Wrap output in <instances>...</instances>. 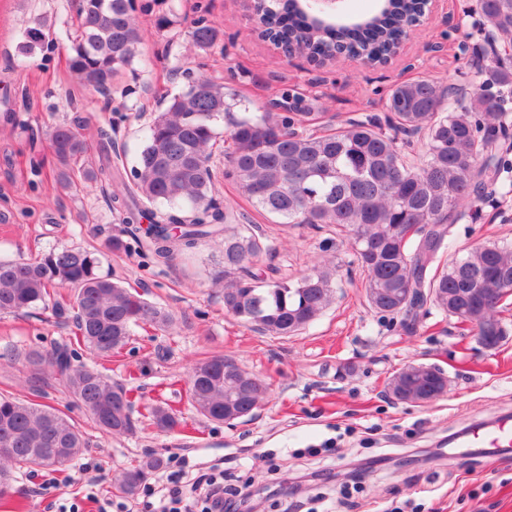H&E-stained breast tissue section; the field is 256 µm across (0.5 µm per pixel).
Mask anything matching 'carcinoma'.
Masks as SVG:
<instances>
[{
  "mask_svg": "<svg viewBox=\"0 0 512 512\" xmlns=\"http://www.w3.org/2000/svg\"><path fill=\"white\" fill-rule=\"evenodd\" d=\"M419 0H387L384 8L362 23H334L312 14L297 0H255L266 31L282 39L288 50L307 48L314 56L329 53L336 43L378 61L390 44L409 35L407 23ZM77 35L69 41V71L75 80L109 91L121 70L141 54L144 34L132 0H75ZM481 30L512 45V0H478ZM57 36L45 22L26 29L18 52L31 57ZM192 44L210 51L220 33L203 19L188 32ZM479 88L470 97L453 84L431 80L395 85L386 101L390 116L350 119L334 131L310 133L318 117L312 112H236L224 85L201 76L185 90L172 92L164 110L152 121L146 141L131 167L133 184L112 196L123 223L145 235L136 248L147 249L155 265L169 266L179 254L192 253L215 241L224 254V309L241 322L273 336H293L309 327L336 299L339 266L333 259L313 265L296 280H269L256 269L275 245L238 210L212 211L210 193L215 174L210 165L216 140L213 121L221 117L233 142L226 156L224 181L234 185L258 214L275 224L332 225L346 233L353 262L363 275L370 309L384 321L417 317L432 305L448 312V295L469 308L456 322L483 336V320L501 322L500 303L512 295V244L488 242L465 256L440 262L451 246L454 225L476 217L475 200L501 173L504 145L497 131L512 112V65L499 62L478 72ZM80 120L57 125L49 133L60 165L88 151L79 133ZM427 136L425 159L407 161L412 137ZM105 164L101 172L122 178L112 169V128H97ZM58 286L74 291L73 302L53 305L61 321L73 320L74 340L55 346L50 356L33 350L26 358L34 373L53 368L65 389L108 434L124 435L135 425L129 389L80 360L85 347L101 357L124 348L134 327L149 324L168 329V310L131 293L97 272L96 257L79 248H50L33 261L0 260V314L46 305ZM416 300L403 303L406 289ZM223 356L200 359L189 373V402L207 420L224 421V410L238 417L253 414L268 388L257 376ZM398 391L421 386L410 365L387 383ZM148 414L161 430L177 425L175 415L156 405ZM87 447L80 427L66 414L33 400L0 394V491L13 480V468L49 470L80 456ZM164 460L148 456L126 470L116 489L132 497Z\"/></svg>",
  "mask_w": 512,
  "mask_h": 512,
  "instance_id": "cac0c4a2",
  "label": "carcinoma"
}]
</instances>
